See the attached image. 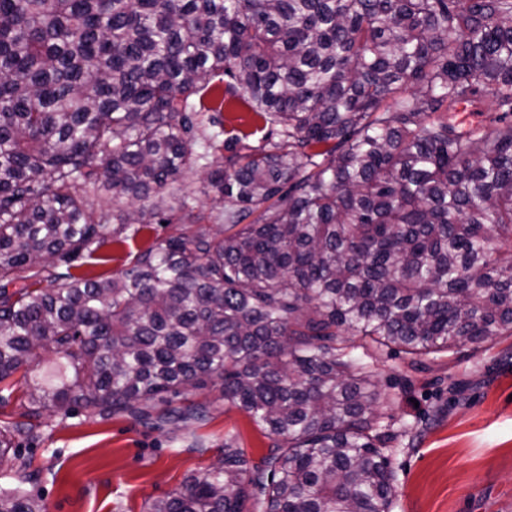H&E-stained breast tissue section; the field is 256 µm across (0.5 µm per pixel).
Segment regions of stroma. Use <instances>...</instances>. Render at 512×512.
I'll use <instances>...</instances> for the list:
<instances>
[{
	"mask_svg": "<svg viewBox=\"0 0 512 512\" xmlns=\"http://www.w3.org/2000/svg\"><path fill=\"white\" fill-rule=\"evenodd\" d=\"M225 81L204 96L202 159L183 183L201 224L223 223L222 208L207 189V172L223 161L224 142L239 135L263 146L279 127L250 111L242 97L221 105ZM179 225L152 224L122 242L105 243L80 261L79 273L112 274L134 254L178 235ZM381 391L393 397L386 411L396 434L388 450L396 475L393 512H512V336H498L462 353L435 355L409 368L401 353L385 351L376 363ZM204 421L158 430L128 416L99 422L75 409L67 419L44 415L40 435L20 439L0 459V475L19 460L38 473L30 485L48 512H147L180 491L197 471L215 463L224 444L260 464L272 442L241 411L225 405L219 388L194 392Z\"/></svg>",
	"mask_w": 512,
	"mask_h": 512,
	"instance_id": "obj_1",
	"label": "stroma"
}]
</instances>
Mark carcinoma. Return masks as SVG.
<instances>
[{
	"label": "carcinoma",
	"instance_id": "carcinoma-1",
	"mask_svg": "<svg viewBox=\"0 0 512 512\" xmlns=\"http://www.w3.org/2000/svg\"><path fill=\"white\" fill-rule=\"evenodd\" d=\"M221 76L280 126L207 173L224 228L73 274L192 215L164 194L198 167L191 101ZM504 335L512 0H0V384L38 368L1 455L47 409L187 424L207 407L174 399L218 385L272 440L263 466L226 443L148 512H392L374 359ZM35 476L20 462L0 512H47ZM183 226V224H150L148 227L141 228L136 235L127 232L128 237L124 242L112 243V239L108 240L92 258H83L74 262V265H81L71 271L76 274L112 275L126 268L138 250L178 235ZM101 257H108L110 260L104 263L98 260Z\"/></svg>",
	"mask_w": 512,
	"mask_h": 512
}]
</instances>
